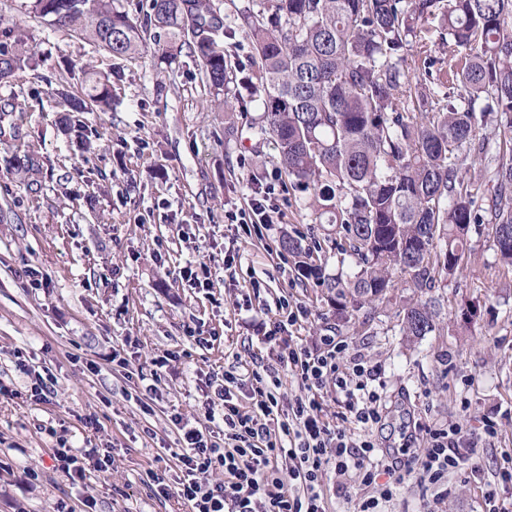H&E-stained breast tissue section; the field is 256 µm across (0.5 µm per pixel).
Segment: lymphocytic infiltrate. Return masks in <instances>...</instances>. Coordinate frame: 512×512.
Returning <instances> with one entry per match:
<instances>
[{
  "instance_id": "lymphocytic-infiltrate-1",
  "label": "lymphocytic infiltrate",
  "mask_w": 512,
  "mask_h": 512,
  "mask_svg": "<svg viewBox=\"0 0 512 512\" xmlns=\"http://www.w3.org/2000/svg\"><path fill=\"white\" fill-rule=\"evenodd\" d=\"M13 357L28 385L21 393L0 382L1 397L22 395L40 403L56 396L58 379L49 367L30 364L19 351ZM283 370L302 390L285 407L280 404ZM375 379L374 369L352 357L345 341L331 336L290 347L278 355L276 366L258 362L244 374L225 375L206 398L208 418L223 425V436L174 414L182 433L176 458L183 476L170 484L150 471L147 484L155 497L177 500L186 512H329L326 481L351 472L361 485H378V496L357 501L344 485L337 494L354 501V512H381V503L411 477L440 488L449 474L478 471L473 449L460 447L454 427L426 429L427 447L419 457L390 464L379 456L371 434L384 409ZM329 388L341 406L332 422L322 406ZM50 459L53 470L81 485L90 473L108 470L112 450L93 443L75 448L62 436ZM213 471L222 472L223 481H206L205 473ZM383 473L388 480L381 485L377 479Z\"/></svg>"
}]
</instances>
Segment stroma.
<instances>
[{
    "label": "stroma",
    "mask_w": 512,
    "mask_h": 512,
    "mask_svg": "<svg viewBox=\"0 0 512 512\" xmlns=\"http://www.w3.org/2000/svg\"><path fill=\"white\" fill-rule=\"evenodd\" d=\"M27 3L0 0V44L21 39L33 53L32 67L0 82V381L22 387L12 363L20 350L52 369L58 396L37 405L0 397V512H57L78 494L89 503L76 512H182L153 497L141 476L151 468L176 477L171 416L208 426L213 374L256 356L275 363L263 336L284 299L309 310L289 344L331 335L380 370L386 420L378 436L392 457L422 453L416 429L455 425L460 447L481 461L477 475L453 476L442 496L410 482L385 512H485L484 484L512 468V272L498 268L487 235L472 236L464 263L438 288L420 292L399 280L383 303L337 317L325 288L302 277L280 243L288 235L320 243L329 276L353 274L354 261L310 223L304 192L279 179L275 142L250 138L253 111L211 110L216 92L190 54L173 63L151 52L112 57L30 14ZM86 67L111 72L114 99L110 110L84 114L78 131L56 91H79ZM83 133L91 152L79 148ZM24 154L37 160L35 173L18 170ZM269 183L271 230L238 235L230 214ZM202 261L213 281L207 291L181 276ZM30 268L47 273L50 287H25ZM429 298L435 330L406 343L402 307ZM472 308L476 317L466 318ZM191 327L209 343L189 337ZM119 348L123 368L112 362ZM167 351L177 360L156 366ZM144 381L159 392L150 415L127 398ZM87 414L96 431L82 424ZM486 418L500 423L496 437L482 434ZM60 435L75 448L90 440L114 449L109 470L82 492L51 467Z\"/></svg>",
    "instance_id": "stroma-1"
}]
</instances>
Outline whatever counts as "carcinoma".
<instances>
[{"instance_id": "cac0c4a2", "label": "carcinoma", "mask_w": 512, "mask_h": 512, "mask_svg": "<svg viewBox=\"0 0 512 512\" xmlns=\"http://www.w3.org/2000/svg\"><path fill=\"white\" fill-rule=\"evenodd\" d=\"M30 10L111 56L143 55L145 34L159 29L161 52L175 59L188 49L216 90L233 82L211 0H149L141 21L113 0H30ZM236 13L258 59L244 80L247 105L260 113L250 134L274 140L280 172L309 192L312 223L331 225L330 241L355 258L357 272L329 279L298 239L281 241L337 315L383 301L399 278L436 287L473 233L492 238L512 270V0H256ZM435 19L446 55L429 37ZM410 55L424 80L404 68ZM31 61L21 42L0 49V79ZM65 98L78 115L108 110L112 75L87 70L81 91ZM492 136L486 199L471 166ZM434 317L427 301L407 304L401 335L430 334Z\"/></svg>"}]
</instances>
